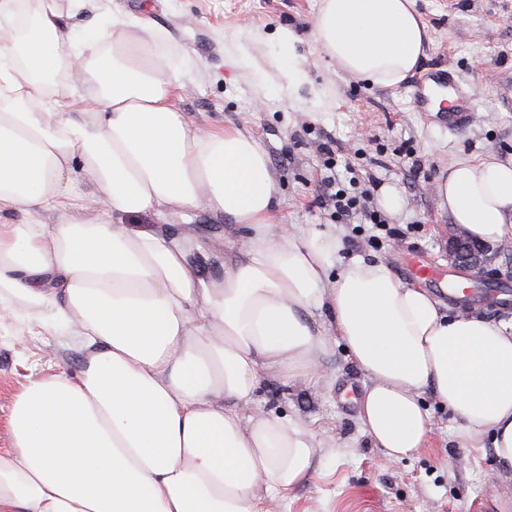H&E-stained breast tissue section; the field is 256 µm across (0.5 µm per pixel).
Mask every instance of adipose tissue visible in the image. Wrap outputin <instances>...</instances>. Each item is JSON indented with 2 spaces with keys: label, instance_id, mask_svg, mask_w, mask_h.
I'll use <instances>...</instances> for the list:
<instances>
[{
  "label": "adipose tissue",
  "instance_id": "obj_1",
  "mask_svg": "<svg viewBox=\"0 0 512 512\" xmlns=\"http://www.w3.org/2000/svg\"><path fill=\"white\" fill-rule=\"evenodd\" d=\"M0 0V313L83 352L76 376L30 377L0 450V512H272L320 455L300 422L254 408L264 372L314 381L327 309L371 385L360 406L388 459L432 428L424 392L465 442L512 464V330L445 313L383 263H333V228L278 230V189L245 127L199 128L176 104L196 68L172 34L98 0ZM312 38L341 73L394 85L432 41L416 0H322ZM281 30L289 87L308 57ZM473 239L512 240V159L460 161L433 186ZM203 208L241 230L220 279L194 239L128 224Z\"/></svg>",
  "mask_w": 512,
  "mask_h": 512
}]
</instances>
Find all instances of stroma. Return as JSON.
<instances>
[{"mask_svg": "<svg viewBox=\"0 0 512 512\" xmlns=\"http://www.w3.org/2000/svg\"><path fill=\"white\" fill-rule=\"evenodd\" d=\"M125 10L150 12L170 30L198 70L180 101L185 121L197 126H246L263 144L279 187L278 222L298 228L336 225L343 234L342 260L357 257L386 263L400 273L403 261L423 252L447 264L450 234L457 232L432 192L450 165L469 159L512 157V0H416L433 42L417 65L453 72L475 98L468 124L449 133L429 113L413 111L402 84L368 86L337 72L311 39L321 0H117ZM288 29L302 39L310 58L311 85L327 89L325 105L310 111L311 85L294 93L259 94L252 70L227 65L225 37L257 31L258 68L268 69L272 37ZM331 144L337 166L328 169L322 147ZM352 175L367 191V209H377L382 185H396L402 211L387 222L403 236L376 237L361 215L339 217L320 187L330 172ZM135 224L165 235L191 233L197 259L208 276L224 275L225 257L236 254L239 230L199 208L159 223L150 216ZM315 329L329 334L321 377L284 382L263 377L259 397L266 409L303 422L324 441L310 478L278 499L276 512H512V467L498 460L490 441L463 447L459 424L431 393L422 401L434 434L409 459L389 462L364 431L358 403L370 385L339 337L327 311L311 313ZM83 354L61 336L35 334L20 322L0 326V448L11 445L8 415L27 376L79 370Z\"/></svg>", "mask_w": 512, "mask_h": 512, "instance_id": "35a3bbf8", "label": "stroma"}]
</instances>
